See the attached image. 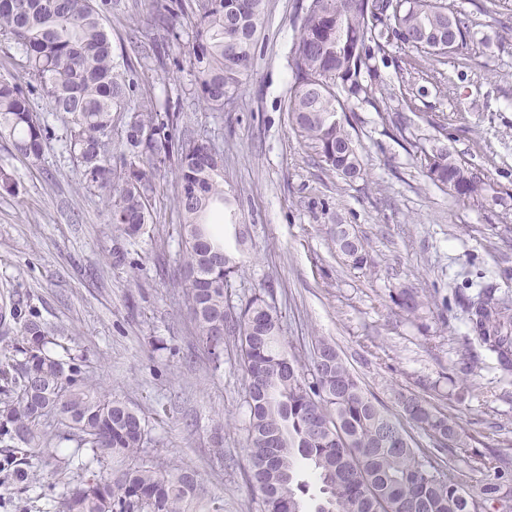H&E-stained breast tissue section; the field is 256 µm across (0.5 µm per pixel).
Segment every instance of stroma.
<instances>
[{
    "label": "stroma",
    "mask_w": 512,
    "mask_h": 512,
    "mask_svg": "<svg viewBox=\"0 0 512 512\" xmlns=\"http://www.w3.org/2000/svg\"><path fill=\"white\" fill-rule=\"evenodd\" d=\"M454 2L472 22L467 46L431 56L394 40L373 53V96L349 100L340 115L363 168L352 182L321 165L285 110L307 0H265L254 68L220 112L201 102L183 59L202 0H181V39L161 61L157 18L171 0H112L106 27L139 92L179 113L178 143L204 139L224 153L226 248L237 249L235 225L250 230L232 303L264 294L302 364L315 338L328 339L390 412L399 413V394L422 396L459 423L470 447L512 466V376L468 331L461 306L488 284L512 296V0ZM0 79L23 87L51 131L37 160L0 138V173L12 180L0 187V312L16 300L34 310L82 355L87 376L145 412L147 458L196 469L200 498L222 512H251L245 373L235 346L216 371L197 340L180 287L174 170L155 180L148 234L117 236L106 195L80 187L65 124L1 35ZM436 145L484 175L482 202L428 181L424 153ZM336 224L363 239L367 267L337 253ZM404 288L431 301L421 319L393 302ZM57 495L0 473V512H57Z\"/></svg>",
    "instance_id": "35a3bbf8"
}]
</instances>
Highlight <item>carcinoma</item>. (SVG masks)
Returning <instances> with one entry per match:
<instances>
[{"label":"carcinoma","instance_id":"cac0c4a2","mask_svg":"<svg viewBox=\"0 0 512 512\" xmlns=\"http://www.w3.org/2000/svg\"><path fill=\"white\" fill-rule=\"evenodd\" d=\"M111 0H0V35L18 46L25 72L39 83L52 111L62 114L70 149L79 163L80 183L109 192V223L130 238L148 233V193L156 177L177 160V204L182 288L198 339L213 370L224 364L225 336L237 338L245 372L247 482L256 512H306L308 468L315 479V512H499L501 496L512 502L509 468L494 455L468 448L458 422L411 394L399 401L405 418L433 439L423 451L392 413L366 393L329 340H315L312 367L288 353L274 302L261 294L245 305L231 303L229 289L242 260L212 232L207 214L224 204V154L207 140L176 151L179 113L159 111L150 97L134 101L136 86L116 59L104 12ZM264 0H207L194 23L190 64L200 98L215 112L239 90L252 69ZM453 23L458 47L467 43L469 20L452 2L444 10L433 0H309L290 52L294 82L287 112L292 125L314 142L327 170L342 179L362 172L357 148L336 112L343 103L373 92L364 71L374 49L396 39L429 55L448 40ZM125 112L121 154L123 176L112 181V140L116 114ZM0 136L26 159L42 155L49 128L33 111L17 82L0 79ZM433 156L439 176L425 170L436 187L458 199L485 197L487 183L458 162L448 149ZM355 243L332 235L338 252L356 268L368 263ZM410 318H420L429 301L403 290L394 298ZM471 332L512 375V301L484 288L467 299ZM10 315L16 329L0 327V350L22 356L17 376L0 370V441L26 447L55 473L75 470L60 499L59 512H207L198 496V473L145 458L148 419L92 383L46 325L22 319L18 304ZM57 425L46 424L50 416ZM74 441L77 448H63ZM464 451L462 462L477 463L493 478L473 485L463 469L445 459L448 447Z\"/></svg>","mask_w":512,"mask_h":512}]
</instances>
